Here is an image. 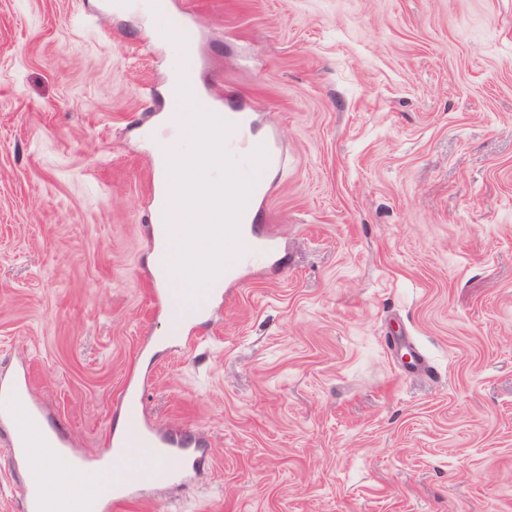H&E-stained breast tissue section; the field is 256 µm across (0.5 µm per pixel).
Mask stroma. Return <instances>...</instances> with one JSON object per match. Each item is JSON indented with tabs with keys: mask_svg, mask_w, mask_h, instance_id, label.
I'll return each mask as SVG.
<instances>
[{
	"mask_svg": "<svg viewBox=\"0 0 512 512\" xmlns=\"http://www.w3.org/2000/svg\"><path fill=\"white\" fill-rule=\"evenodd\" d=\"M114 2L0 0V377L91 458L133 383L198 434L125 512H512V0H169L197 104L288 157L190 349L139 133L172 49ZM161 298L164 300L168 311L172 315V335L179 338L183 335L186 326L190 323V320L185 315L181 297L175 292H164L161 290Z\"/></svg>",
	"mask_w": 512,
	"mask_h": 512,
	"instance_id": "35a3bbf8",
	"label": "stroma"
}]
</instances>
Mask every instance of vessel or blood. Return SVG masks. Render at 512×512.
<instances>
[{
    "instance_id": "vessel-or-blood-1",
    "label": "vessel or blood",
    "mask_w": 512,
    "mask_h": 512,
    "mask_svg": "<svg viewBox=\"0 0 512 512\" xmlns=\"http://www.w3.org/2000/svg\"><path fill=\"white\" fill-rule=\"evenodd\" d=\"M154 26L158 37L172 41L177 49L178 59L170 79L178 81L195 53L192 31L168 14L155 15ZM223 116L233 127L225 147L232 157L240 160L243 174H250L248 158L257 148H265L267 152L266 173L259 176L248 197L249 203H256L268 194L267 173L284 167L285 156L274 139L253 138L251 115L244 106L226 101ZM180 142V135L165 132L162 139H156L152 158V221L166 229L172 226L165 215L171 193L166 151ZM239 235L246 251L225 269L224 275L228 278L241 268L269 260L267 246L255 225H240ZM161 298L172 315L173 336H182L189 320L179 294L165 292ZM121 406L126 430L113 435L112 453L124 456L123 450L131 442L136 444L137 451L132 456H124V464L110 472L104 465L71 448L61 427L46 425L40 411L26 398L25 381L16 378L0 384V427L5 430L7 446L23 474L22 512H56L53 499L43 491L42 482L44 473L60 465L73 478L72 503L79 510L87 507L91 512H110L112 507L139 499L142 491L148 488L187 483L189 472L197 463L196 451L189 438L170 430L159 431L151 425L139 387L126 390Z\"/></svg>"
}]
</instances>
